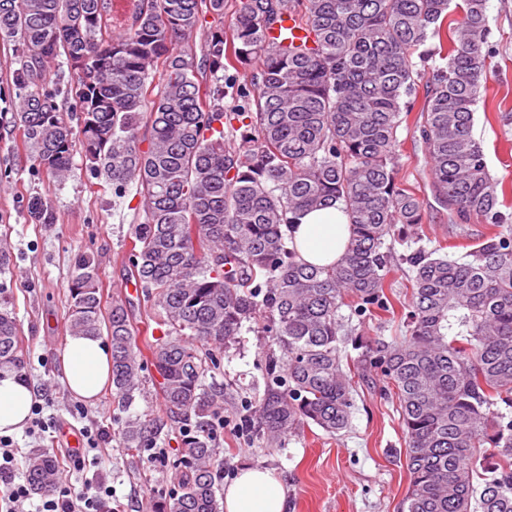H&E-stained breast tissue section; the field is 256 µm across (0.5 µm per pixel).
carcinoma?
Masks as SVG:
<instances>
[{"label":"carcinoma","mask_w":512,"mask_h":512,"mask_svg":"<svg viewBox=\"0 0 512 512\" xmlns=\"http://www.w3.org/2000/svg\"><path fill=\"white\" fill-rule=\"evenodd\" d=\"M451 3L133 0L114 24L112 0H0V41L17 64V103L0 113V133L19 134L27 158L57 182L78 152L112 195L138 197L131 275L160 336L144 355L124 304L103 306L88 252L76 262L67 327L109 337L119 411L141 374L156 372L185 454L177 487L147 512H220L224 387L206 378L255 321L279 350L254 380L245 417L267 447L311 424L346 430L355 379L374 374L401 418L403 512H512V210L473 135L490 56L486 0H462L457 19ZM288 13L306 31L299 42L279 28ZM445 36L448 45L433 47ZM52 67L76 82L51 86ZM424 79L417 124L432 187L491 232L464 260L424 246L400 255L411 271L404 333L367 342L352 367L355 328L341 308L359 319L394 308L396 225L409 228L401 241H419L426 221L399 179L398 150ZM229 89L234 112L224 111ZM333 201L344 205L350 241L336 263L307 264L288 228ZM19 346L13 313L0 309V366L20 365ZM119 424L129 451L162 434L142 415ZM57 480L52 459L32 458L31 491Z\"/></svg>","instance_id":"obj_1"}]
</instances>
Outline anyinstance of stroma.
Segmentation results:
<instances>
[{"label": "stroma", "mask_w": 512, "mask_h": 512, "mask_svg": "<svg viewBox=\"0 0 512 512\" xmlns=\"http://www.w3.org/2000/svg\"><path fill=\"white\" fill-rule=\"evenodd\" d=\"M487 15L492 52L473 135L483 145L490 174L503 181L512 203V124L498 119L499 113H512V0H487ZM399 141L404 162L399 178L416 193L427 217L424 246L440 245L450 258L460 257L488 233V226L473 215L449 218L437 202L415 123L400 128ZM40 200L48 203L51 221L36 217L34 205ZM133 222L131 202L115 199L111 187L92 178L82 160H75L69 177L58 184L33 170L18 138L0 140V245L13 256L10 272L0 275V304L19 324L21 373L34 393L44 396L45 416L77 427L92 422L113 435L119 424L111 388L94 400L77 396L65 382L61 356L68 338L69 288L82 252L98 260L104 306L123 302L138 337H145L141 324L150 307L141 293L126 290ZM276 349L271 336L246 330L224 355V431L217 444L224 451L225 482H232L242 467H258L281 483L287 512H402L409 475L399 457V414L377 379L359 383L350 425L341 435H326L313 425L286 447L264 448L246 431L242 417L253 400L252 380ZM182 449L176 433L136 455L114 441L88 451L84 465L61 470L58 484L104 481L122 512H146L154 491L175 485L174 463Z\"/></svg>", "instance_id": "stroma-1"}]
</instances>
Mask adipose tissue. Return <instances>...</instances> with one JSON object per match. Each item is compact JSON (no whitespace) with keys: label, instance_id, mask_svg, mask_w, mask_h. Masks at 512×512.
<instances>
[{"label":"adipose tissue","instance_id":"1","mask_svg":"<svg viewBox=\"0 0 512 512\" xmlns=\"http://www.w3.org/2000/svg\"><path fill=\"white\" fill-rule=\"evenodd\" d=\"M302 261L329 265L344 252L350 226L340 203L298 214L291 228ZM62 370L71 391L95 399L111 380L112 353L100 337L69 336L61 356ZM33 395L10 368H0V435L21 432L29 417ZM286 498L279 481L269 472L244 468L224 492V512H285Z\"/></svg>","mask_w":512,"mask_h":512}]
</instances>
